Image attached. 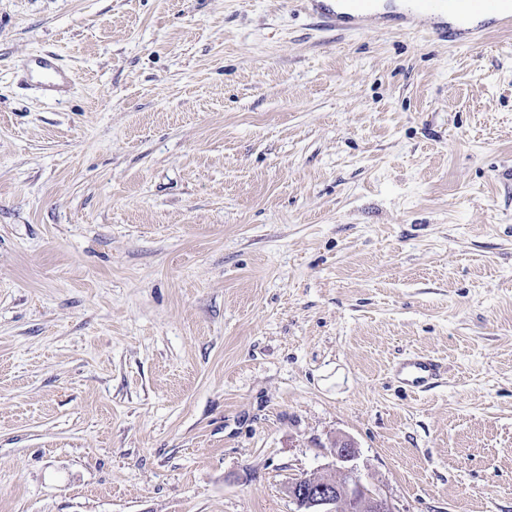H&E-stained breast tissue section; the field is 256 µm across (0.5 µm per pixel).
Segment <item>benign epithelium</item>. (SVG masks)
<instances>
[{
    "label": "benign epithelium",
    "instance_id": "benign-epithelium-1",
    "mask_svg": "<svg viewBox=\"0 0 512 512\" xmlns=\"http://www.w3.org/2000/svg\"><path fill=\"white\" fill-rule=\"evenodd\" d=\"M330 447L341 466L329 476H302L288 483L294 512H394L390 501L365 485L348 462L356 457L355 444L334 439Z\"/></svg>",
    "mask_w": 512,
    "mask_h": 512
}]
</instances>
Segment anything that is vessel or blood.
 I'll use <instances>...</instances> for the list:
<instances>
[{
	"instance_id": "1",
	"label": "vessel or blood",
	"mask_w": 512,
	"mask_h": 512,
	"mask_svg": "<svg viewBox=\"0 0 512 512\" xmlns=\"http://www.w3.org/2000/svg\"><path fill=\"white\" fill-rule=\"evenodd\" d=\"M327 26L357 29L371 21L385 26L386 18L375 11L373 0H347L348 10L324 5L322 0H304ZM418 10L402 13L399 21L404 29H415L420 18L432 19L435 33L448 42L464 45L480 41L494 30L512 26V0H418ZM32 72L48 92L61 91L71 81L70 73L52 54L32 60ZM390 372L406 390L419 393L431 389L442 377V365L434 357L413 352L392 363Z\"/></svg>"
}]
</instances>
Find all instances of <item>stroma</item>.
I'll use <instances>...</instances> for the list:
<instances>
[{"instance_id":"obj_1","label":"stroma","mask_w":512,"mask_h":512,"mask_svg":"<svg viewBox=\"0 0 512 512\" xmlns=\"http://www.w3.org/2000/svg\"><path fill=\"white\" fill-rule=\"evenodd\" d=\"M339 436L394 512H512V30L0 0V512H294ZM31 69L32 74L38 77L41 87L48 92H59L71 82L70 73L53 54L34 57ZM390 372L406 390L419 393L431 389L442 377V364L434 357L413 352L392 363Z\"/></svg>"}]
</instances>
